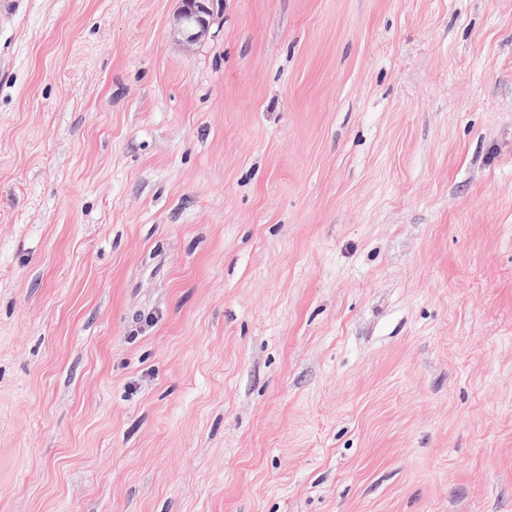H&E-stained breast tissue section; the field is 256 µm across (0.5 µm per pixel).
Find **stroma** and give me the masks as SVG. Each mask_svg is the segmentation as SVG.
I'll return each instance as SVG.
<instances>
[{
    "label": "stroma",
    "instance_id": "35a3bbf8",
    "mask_svg": "<svg viewBox=\"0 0 512 512\" xmlns=\"http://www.w3.org/2000/svg\"><path fill=\"white\" fill-rule=\"evenodd\" d=\"M0 512H512V0H10ZM214 0H181L174 18V35L177 42L190 46L208 31L214 9Z\"/></svg>",
    "mask_w": 512,
    "mask_h": 512
}]
</instances>
